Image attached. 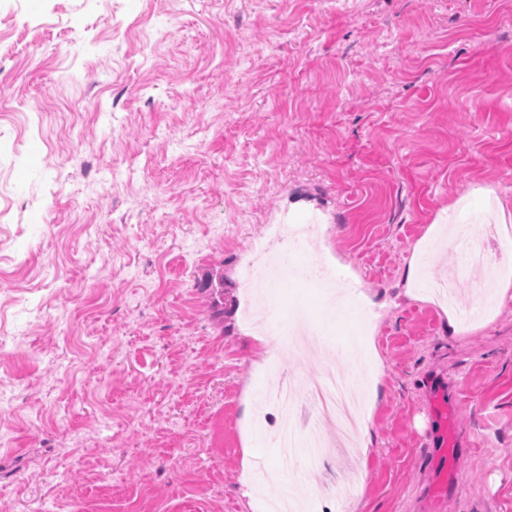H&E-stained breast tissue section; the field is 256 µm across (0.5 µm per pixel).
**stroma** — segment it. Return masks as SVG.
Listing matches in <instances>:
<instances>
[{
	"mask_svg": "<svg viewBox=\"0 0 512 512\" xmlns=\"http://www.w3.org/2000/svg\"><path fill=\"white\" fill-rule=\"evenodd\" d=\"M512 0H0V512H254L252 426L371 338L360 512H512V297L453 329L439 216L498 198L512 230ZM316 215L294 260L324 259L362 304L334 313L300 278L275 290L329 330L282 356L240 314L246 249ZM224 272L215 317L205 275ZM281 356L270 375L267 361Z\"/></svg>",
	"mask_w": 512,
	"mask_h": 512,
	"instance_id": "35a3bbf8",
	"label": "stroma"
}]
</instances>
